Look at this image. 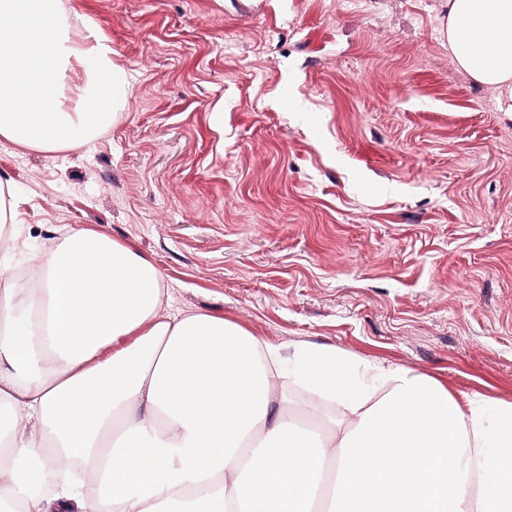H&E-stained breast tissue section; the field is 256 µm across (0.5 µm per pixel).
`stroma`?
Listing matches in <instances>:
<instances>
[{
    "label": "stroma",
    "mask_w": 512,
    "mask_h": 512,
    "mask_svg": "<svg viewBox=\"0 0 512 512\" xmlns=\"http://www.w3.org/2000/svg\"><path fill=\"white\" fill-rule=\"evenodd\" d=\"M130 77L92 142L0 139L12 276L72 230L131 246L162 311L224 317L512 402V114L448 0H63Z\"/></svg>",
    "instance_id": "obj_1"
}]
</instances>
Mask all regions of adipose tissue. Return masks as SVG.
Masks as SVG:
<instances>
[{
    "instance_id": "obj_1",
    "label": "adipose tissue",
    "mask_w": 512,
    "mask_h": 512,
    "mask_svg": "<svg viewBox=\"0 0 512 512\" xmlns=\"http://www.w3.org/2000/svg\"><path fill=\"white\" fill-rule=\"evenodd\" d=\"M458 69L512 112V0H448ZM128 97L107 37L61 0H0V138L58 151ZM0 286V499L12 512H512V403L298 345L208 313L160 312L163 276L75 231Z\"/></svg>"
}]
</instances>
